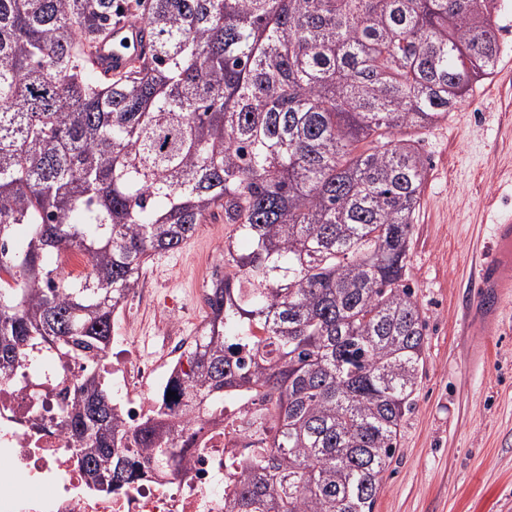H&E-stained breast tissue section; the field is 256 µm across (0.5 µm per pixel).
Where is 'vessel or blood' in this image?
Masks as SVG:
<instances>
[{
	"label": "vessel or blood",
	"instance_id": "1",
	"mask_svg": "<svg viewBox=\"0 0 512 512\" xmlns=\"http://www.w3.org/2000/svg\"><path fill=\"white\" fill-rule=\"evenodd\" d=\"M148 35L142 22L126 21L107 31L97 45L93 68L107 77L124 70L132 54L146 50ZM495 254L480 259L470 281L483 317L493 320L505 299L512 295V223L497 224L494 230Z\"/></svg>",
	"mask_w": 512,
	"mask_h": 512
}]
</instances>
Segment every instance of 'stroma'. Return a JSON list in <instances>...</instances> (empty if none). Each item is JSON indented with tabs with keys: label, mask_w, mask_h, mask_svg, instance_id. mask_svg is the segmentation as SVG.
<instances>
[{
	"label": "stroma",
	"mask_w": 512,
	"mask_h": 512,
	"mask_svg": "<svg viewBox=\"0 0 512 512\" xmlns=\"http://www.w3.org/2000/svg\"><path fill=\"white\" fill-rule=\"evenodd\" d=\"M416 147L428 176L408 274L426 320L424 363L374 512H512V299L496 326L466 316L471 244L512 220V69L477 84ZM230 232L218 213L149 259L140 307L114 320L131 348L157 355L166 332L195 335L198 294Z\"/></svg>",
	"instance_id": "obj_1"
}]
</instances>
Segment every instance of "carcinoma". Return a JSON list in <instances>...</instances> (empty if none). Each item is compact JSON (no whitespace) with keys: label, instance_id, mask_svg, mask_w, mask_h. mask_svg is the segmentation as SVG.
Here are the masks:
<instances>
[{"label":"carcinoma","instance_id":"cac0c4a2","mask_svg":"<svg viewBox=\"0 0 512 512\" xmlns=\"http://www.w3.org/2000/svg\"><path fill=\"white\" fill-rule=\"evenodd\" d=\"M504 6L0 0V375L84 361L66 430L92 490L171 466L167 413L126 427L97 358L146 261L219 210L237 236L170 390L191 415L246 406L224 512H373L425 350L407 266L426 165L405 135L494 73ZM120 14L150 48L100 80ZM67 246L91 257L80 279ZM90 260L89 255L78 247H71L58 257L60 265L73 278H79L87 272L90 267ZM63 269L61 268V272L67 276Z\"/></svg>","mask_w":512,"mask_h":512}]
</instances>
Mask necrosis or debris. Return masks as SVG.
Masks as SVG:
<instances>
[{
  "instance_id": "1",
  "label": "necrosis or debris",
  "mask_w": 512,
  "mask_h": 512,
  "mask_svg": "<svg viewBox=\"0 0 512 512\" xmlns=\"http://www.w3.org/2000/svg\"><path fill=\"white\" fill-rule=\"evenodd\" d=\"M166 347L168 359L160 365L129 350L126 337L116 336L115 361L99 365L129 427L141 426L166 406L170 382L187 369L183 338L167 337ZM81 365V359H71L51 378L26 367L0 377V512H224L243 452V441L229 424L238 404H225L198 434L178 408H169L176 425L166 442L177 454L173 466L166 472L147 469L127 489L104 495L89 489L66 434L65 389Z\"/></svg>"
}]
</instances>
